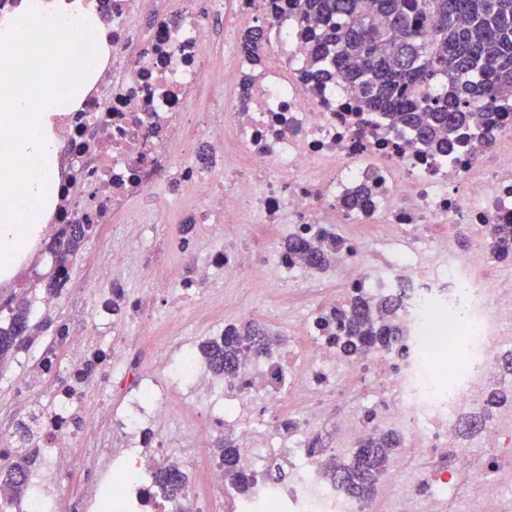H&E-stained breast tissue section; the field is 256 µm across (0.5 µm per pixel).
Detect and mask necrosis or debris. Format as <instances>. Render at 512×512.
<instances>
[{"mask_svg": "<svg viewBox=\"0 0 512 512\" xmlns=\"http://www.w3.org/2000/svg\"><path fill=\"white\" fill-rule=\"evenodd\" d=\"M106 24L99 76L56 133L66 159L43 240L83 225L112 274L82 336L64 326L11 381L25 405L0 426H28L37 452L24 468L35 491L11 512H180L155 485L159 463L188 479L191 512H512V402L485 405L512 352V291L486 277L483 243L512 224V86L503 85L476 139L429 151L385 115L359 110L348 80L309 76L313 41L299 0H211L224 20L227 113L198 111L215 31L191 0H91ZM264 37L251 51L249 29ZM193 205L204 250L149 291L112 261L166 267L153 225L181 234L168 193ZM111 225L109 238L99 229ZM265 233V249L249 247ZM473 238L456 247L459 235ZM344 247L335 265L299 264L289 241ZM266 297L263 319L287 336L246 351L237 375L196 361L189 382L144 372L130 322L156 325L158 307L197 318L215 273ZM396 299L402 336L348 352L336 316L353 297ZM67 362H60L61 349ZM51 376L47 403L29 395ZM119 397L96 422L73 419L92 393ZM391 434L399 449L371 498L327 476L362 440ZM221 439L252 478L240 491L207 449ZM86 447L75 457L71 446Z\"/></svg>", "mask_w": 512, "mask_h": 512, "instance_id": "obj_1", "label": "necrosis or debris"}]
</instances>
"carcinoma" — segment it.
I'll return each mask as SVG.
<instances>
[{"label":"carcinoma","mask_w":512,"mask_h":512,"mask_svg":"<svg viewBox=\"0 0 512 512\" xmlns=\"http://www.w3.org/2000/svg\"><path fill=\"white\" fill-rule=\"evenodd\" d=\"M302 10L303 20L319 18L325 23L315 36V59L330 57L337 75L358 83L365 107L391 113L439 152L449 153L461 144L452 134L479 123L485 111L494 108L498 85L512 83V0H303ZM85 239V229L74 224L64 252L49 245L59 268L78 255ZM288 249L309 264L330 262L328 253L312 251L301 239ZM490 251L498 262L512 258V224L493 229ZM7 306L8 320L0 324V368L28 350L42 322L30 316L24 298ZM396 310L394 299L374 307L354 302L343 317L347 345L364 349L397 341L401 329L394 321ZM278 341L265 325L249 320L201 349L216 374L232 375L246 349L268 351ZM398 444L392 435L365 441L347 463H329L328 473L350 493L368 498ZM221 454L225 478L246 488L247 475L238 467L235 449L223 445ZM157 479L175 498L186 484L174 468H160ZM28 490L22 467L0 471L5 501Z\"/></svg>","instance_id":"obj_1"}]
</instances>
